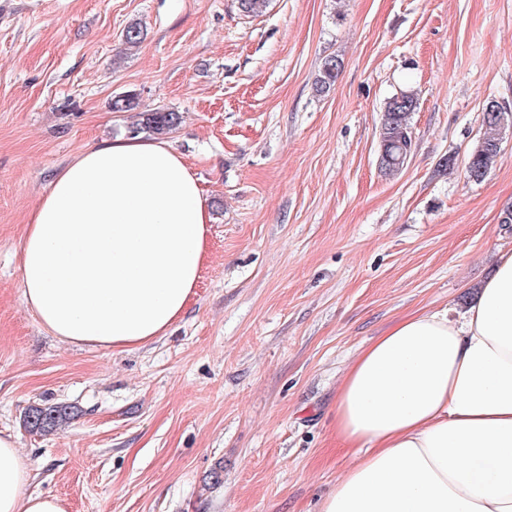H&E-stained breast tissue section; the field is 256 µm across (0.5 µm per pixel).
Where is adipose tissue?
<instances>
[{
    "label": "adipose tissue",
    "mask_w": 512,
    "mask_h": 512,
    "mask_svg": "<svg viewBox=\"0 0 512 512\" xmlns=\"http://www.w3.org/2000/svg\"><path fill=\"white\" fill-rule=\"evenodd\" d=\"M210 211L165 139L104 141L57 171L20 246L23 300L71 345L132 349L183 314ZM336 436L360 449L317 512H512V252L457 319L408 316L373 339L336 393ZM0 433V512H66L28 493Z\"/></svg>",
    "instance_id": "obj_1"
}]
</instances>
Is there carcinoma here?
I'll return each instance as SVG.
<instances>
[{
	"label": "carcinoma",
	"mask_w": 512,
	"mask_h": 512,
	"mask_svg": "<svg viewBox=\"0 0 512 512\" xmlns=\"http://www.w3.org/2000/svg\"><path fill=\"white\" fill-rule=\"evenodd\" d=\"M341 72V61L335 56L323 59L315 82L316 92L326 94L334 89ZM418 100L408 91H402L387 100L379 133V167L387 172L401 170L408 162L414 148L411 115L416 111ZM485 132L471 151L466 164V175L473 181L482 180L500 155L503 132L512 127V113L494 100L482 109ZM141 122L133 132L167 136L179 125L180 114L174 111L152 110L140 113ZM71 419V407L57 404L34 407L25 415V426L32 432L49 433Z\"/></svg>",
	"instance_id": "carcinoma-1"
}]
</instances>
